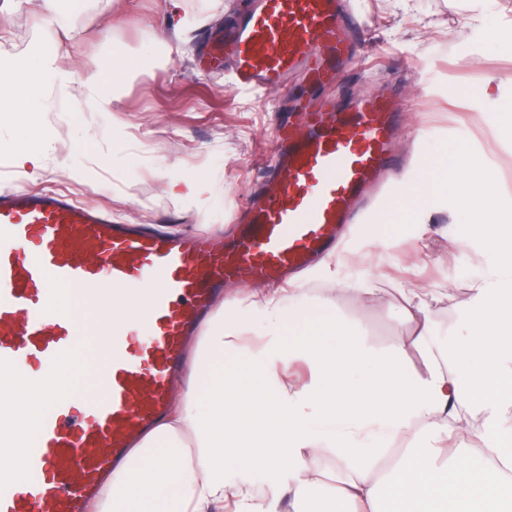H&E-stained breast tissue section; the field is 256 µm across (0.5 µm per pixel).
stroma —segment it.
Here are the masks:
<instances>
[{"label":"stroma","mask_w":512,"mask_h":512,"mask_svg":"<svg viewBox=\"0 0 512 512\" xmlns=\"http://www.w3.org/2000/svg\"><path fill=\"white\" fill-rule=\"evenodd\" d=\"M366 21L362 57L370 76L351 66L336 79V98L397 85L408 114L394 152L398 174L413 173L420 188L413 208L398 210L394 181H387L351 225L335 262L303 272L294 286L301 307L332 301L337 320L379 358L400 357L422 370L409 348L421 322L406 311L417 300L432 310L430 326L459 357L451 335L473 305L472 288L497 262L471 236L473 215L453 191L454 170L478 158L496 175L493 214L512 223V53L500 34L512 31V0H349ZM247 0H61L63 29L50 28L36 0H0V45L13 60L51 49L57 66L80 77L110 58L133 69L116 97L75 99L59 87L18 76L0 79V96L46 99L38 123L14 114L0 129V191L46 187L108 208L130 224H180L189 230H232L250 181L266 176L282 89L261 95L233 93L222 76L203 74L201 36L228 26ZM49 133L54 150L34 177L18 174L14 157ZM171 175H208L200 204L168 191L160 167Z\"/></svg>","instance_id":"obj_1"}]
</instances>
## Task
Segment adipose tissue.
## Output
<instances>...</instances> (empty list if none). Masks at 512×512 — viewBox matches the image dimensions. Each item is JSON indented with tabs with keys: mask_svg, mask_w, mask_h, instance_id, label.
Listing matches in <instances>:
<instances>
[{
	"mask_svg": "<svg viewBox=\"0 0 512 512\" xmlns=\"http://www.w3.org/2000/svg\"><path fill=\"white\" fill-rule=\"evenodd\" d=\"M40 84H66L81 96L99 93L103 80L118 84L129 71L106 65L66 81L50 58L23 62ZM494 173L468 160L455 182L461 205L490 210ZM473 234L498 258L493 272L474 288L473 306L461 316L456 345L463 368L449 369L428 322L425 303L415 307L424 328L412 346L426 358L412 373L397 359L375 360L329 314L292 317L289 300L257 303L263 338L247 336L239 311L212 309L195 337L188 375L166 416L144 434L112 469L90 512H305L320 500L326 512H512V226L473 224ZM320 322L322 336L307 328ZM296 334L285 339L288 326ZM247 360L253 376L243 384L230 362ZM306 362L311 383H289L293 360ZM482 416L480 448L408 449L383 478L374 464L389 442L447 434L462 409ZM336 457L339 486L319 477L323 453ZM243 469H288L304 475L289 490L258 491L228 484L224 463Z\"/></svg>",
	"mask_w": 512,
	"mask_h": 512,
	"instance_id": "ef3b65f1",
	"label": "adipose tissue"
}]
</instances>
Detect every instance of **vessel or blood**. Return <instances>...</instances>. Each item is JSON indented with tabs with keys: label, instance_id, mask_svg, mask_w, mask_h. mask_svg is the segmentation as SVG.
I'll return each instance as SVG.
<instances>
[{
	"label": "vessel or blood",
	"instance_id": "vessel-or-blood-1",
	"mask_svg": "<svg viewBox=\"0 0 512 512\" xmlns=\"http://www.w3.org/2000/svg\"><path fill=\"white\" fill-rule=\"evenodd\" d=\"M345 0H253L208 37V73L230 66V90L299 83L272 148V186L248 201L234 235L132 230L102 209L48 191L0 194V376L23 381L67 367L86 329L66 299L98 309L109 287L144 298L135 323H112L106 361L84 386L48 390L36 441L0 469V512H82L104 473L166 410L184 342L225 283L285 282L335 245L396 159L395 92L340 109L329 93L357 55Z\"/></svg>",
	"mask_w": 512,
	"mask_h": 512
}]
</instances>
